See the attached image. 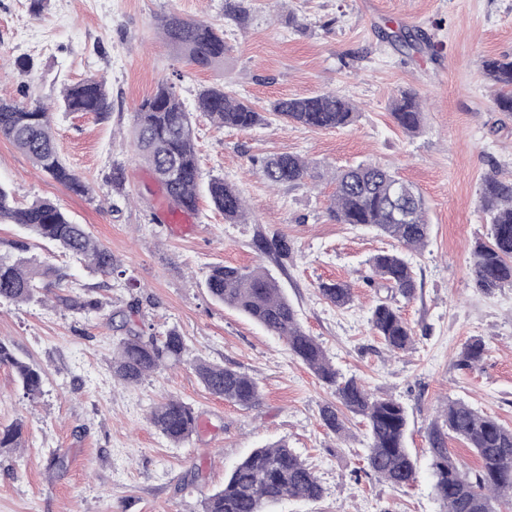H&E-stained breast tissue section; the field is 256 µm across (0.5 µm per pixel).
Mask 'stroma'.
Here are the masks:
<instances>
[{
	"label": "stroma",
	"instance_id": "obj_1",
	"mask_svg": "<svg viewBox=\"0 0 512 512\" xmlns=\"http://www.w3.org/2000/svg\"><path fill=\"white\" fill-rule=\"evenodd\" d=\"M238 26L224 0H0V95L21 104L56 101L64 85L103 79L112 116L52 112L59 153L89 186L79 195L53 182L0 136V184L17 200L49 199L111 251L116 270L92 273L14 224H0V250L26 246L67 278L46 303L0 302V340L44 372L42 394L24 397L16 376L0 366V429L24 419L21 448L0 453V512H202L204 494L221 489L253 449L287 442L319 477L325 494L283 500L271 512H442L431 473L427 432L448 401L461 399L512 427V287L487 294L471 276L470 247L490 226L478 205L484 176L512 182V114L494 107L485 58L512 57V0H246ZM177 14L224 32L223 64L200 69L165 42L157 20ZM424 30L438 53H410L393 31ZM32 62L17 73L18 58ZM162 82L174 84L187 108L198 91L221 85L258 111L278 98L334 91L357 107L345 129L311 130L269 116L240 130L196 116L203 179L220 176L240 189L248 221L229 224L200 194L195 229L180 234L166 220L163 189L132 144L134 114ZM417 92L425 104L419 134L391 117L393 99ZM297 154L329 171L371 162L417 186L428 206V246L407 253L417 291L405 299L370 284V259L394 240L367 226L339 224L327 208L329 181L270 189L257 161ZM124 168L122 191L111 183ZM128 203L113 211L119 195ZM287 241V257L260 253L258 236ZM263 265L280 281L308 334L343 377H356L406 408L408 446L416 460L412 486L379 480L365 460L366 429L348 416L337 438L319 409L331 401L323 385L285 343L205 288L212 266ZM350 282L353 301L327 302L320 283ZM91 295L101 308L82 314L70 297ZM139 312H131L132 300ZM397 307L415 336L412 350L390 355L369 325L380 302ZM161 334L179 329L204 359L254 378L263 398L245 409L211 394L190 365L135 386L112 377V341L122 321ZM484 337L476 369L459 366L463 344ZM199 416L192 438L176 445L150 424V407L165 395ZM65 466L51 467L54 457Z\"/></svg>",
	"mask_w": 512,
	"mask_h": 512
}]
</instances>
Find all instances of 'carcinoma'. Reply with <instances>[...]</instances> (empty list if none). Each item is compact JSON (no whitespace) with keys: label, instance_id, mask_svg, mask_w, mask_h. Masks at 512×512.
<instances>
[{"label":"carcinoma","instance_id":"obj_1","mask_svg":"<svg viewBox=\"0 0 512 512\" xmlns=\"http://www.w3.org/2000/svg\"><path fill=\"white\" fill-rule=\"evenodd\" d=\"M224 15L238 25L247 24L249 12L244 0H225ZM164 39L188 63L209 68L224 62V32L212 25L170 14L158 21ZM486 77L498 87L495 105L501 112H512V58L483 61ZM58 108L85 112L103 121L112 114V100L104 82L88 78L64 87ZM195 111L204 113L218 127L248 129L264 121L249 102L212 85L199 91ZM269 112L287 123L310 129H341L353 124L355 105L334 91L314 96L281 98L270 104ZM395 123L414 135L421 129L423 112L415 92L405 90L391 104ZM0 135L26 154L37 169L76 193L87 192L74 170L59 154L52 134L49 107L39 102L23 106L0 97ZM133 142L138 158L163 188L170 210L198 209L201 172L195 147L193 113L175 86L162 83L143 100L134 116ZM263 179L271 186L298 185L324 178L320 168L293 154L264 158L260 164ZM334 185L329 216L338 224L369 226L393 239L399 251L382 252L370 260L373 280L394 290L405 299L414 297L416 278L403 252L423 250L429 242L427 203L413 184L388 168L359 163L333 173ZM207 193L224 221H246L245 200L239 189L222 177H212ZM399 196L406 211L400 219L391 201ZM479 207L490 224L488 240H478L472 249V275L477 288L492 292L512 286V182L495 174L483 178ZM0 223L17 224L36 238L54 244L76 258L84 268L112 273V252L101 246L86 225L78 224L55 203L36 200L16 201L9 189L0 186ZM257 248L276 258L288 257V244L279 237L260 238ZM65 278L50 264H36L18 254L0 253V301L11 303L44 302L41 291H50ZM211 297L232 307L280 338L289 352L332 389L335 401L320 409L323 425L338 436L346 434L341 409L358 415L367 431V463L383 482L407 486L416 478V464L405 444L407 415L403 405L391 398L368 392L355 377L339 378L323 347L301 327L297 313L279 281L263 266L212 267L205 281ZM319 292L338 308L353 301L346 281L323 283ZM372 331L388 350L407 351L413 345L412 330L398 309L386 302L377 304L369 319ZM112 350V377L126 385H136L156 371L187 360L189 345L185 336L172 328L157 336L126 328ZM487 352L484 338L469 339L461 348L459 362L469 368L478 365ZM198 379L212 394L242 408L258 405L262 398L258 382L228 366L201 357L192 359ZM0 365L12 368L24 395L33 399L42 393L43 371L18 359L0 341ZM443 424L428 433L432 452L434 490L445 512H499V505L512 501V428H506L461 400H451L441 414ZM150 423L168 440L181 444L199 426L193 408L170 396L155 404ZM24 425L17 421L0 430V450L21 446ZM464 441L477 457L472 469L450 453L446 439ZM324 488L316 473L285 442L256 448L240 461L224 479V488L203 499L202 512H269L283 499L318 501Z\"/></svg>","mask_w":512,"mask_h":512}]
</instances>
